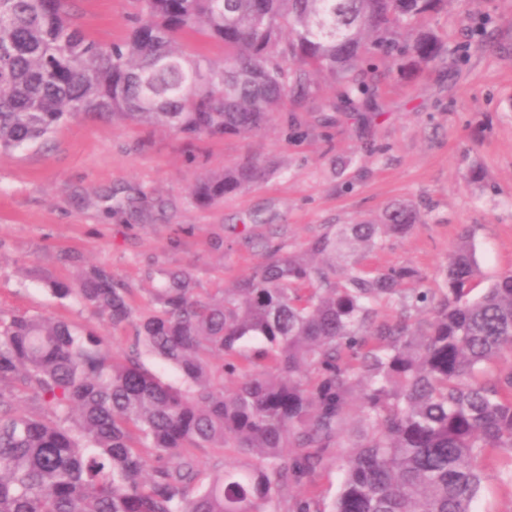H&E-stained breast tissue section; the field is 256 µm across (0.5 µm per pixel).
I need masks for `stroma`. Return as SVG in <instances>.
I'll return each mask as SVG.
<instances>
[{
    "mask_svg": "<svg viewBox=\"0 0 512 512\" xmlns=\"http://www.w3.org/2000/svg\"><path fill=\"white\" fill-rule=\"evenodd\" d=\"M72 8L101 44L128 32L129 0ZM428 23L448 44L445 62L403 76L378 60L379 110L365 121L340 112L321 122V103L343 91L324 81L317 99L286 98L246 136L189 145L169 130L79 116L46 144L0 157V313L88 326L117 355L123 331L46 287L73 279L76 259L110 265L143 311L158 268L188 266L198 287L228 288L267 244L302 247L328 225L376 218L396 200L412 202L420 224L360 253L362 264L412 266L433 288L465 237L479 288L511 273L512 0H450ZM248 158L268 176L214 206L192 203L202 176Z\"/></svg>",
    "mask_w": 512,
    "mask_h": 512,
    "instance_id": "35a3bbf8",
    "label": "stroma"
}]
</instances>
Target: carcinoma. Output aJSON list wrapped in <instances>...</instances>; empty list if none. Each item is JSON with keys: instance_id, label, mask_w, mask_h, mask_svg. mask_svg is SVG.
<instances>
[{"instance_id": "cac0c4a2", "label": "carcinoma", "mask_w": 512, "mask_h": 512, "mask_svg": "<svg viewBox=\"0 0 512 512\" xmlns=\"http://www.w3.org/2000/svg\"><path fill=\"white\" fill-rule=\"evenodd\" d=\"M134 2L127 36L102 45L72 0H0L1 155L79 115L189 143L251 134L288 95L312 97L320 75L373 112L374 55L404 69L446 52L428 18L448 0ZM266 174L246 160L203 176L191 199L210 206ZM417 223L397 201L304 248L270 244L231 288L162 269L146 313L105 264L47 282L129 329L118 357L72 323L0 314V512H473L487 470L511 487L512 364L484 368L512 357V274L470 298L480 270L466 239L437 288L405 287L419 281L410 266L355 260ZM382 301L395 319H379ZM24 395L40 409L20 407ZM201 448H235L245 464L220 460L210 476ZM332 462L324 509L306 486Z\"/></svg>"}]
</instances>
